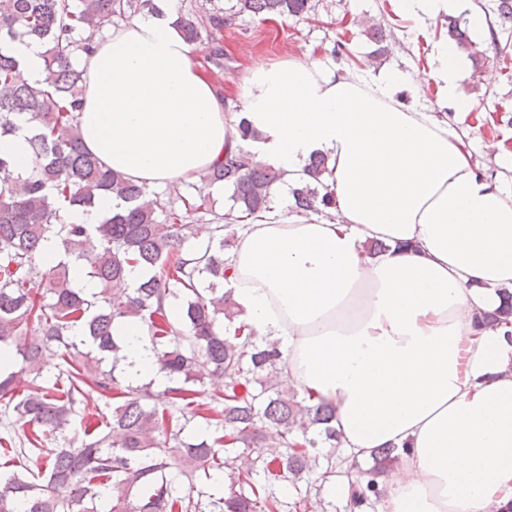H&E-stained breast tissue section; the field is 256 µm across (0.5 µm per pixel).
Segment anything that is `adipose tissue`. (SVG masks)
<instances>
[{"mask_svg":"<svg viewBox=\"0 0 512 512\" xmlns=\"http://www.w3.org/2000/svg\"><path fill=\"white\" fill-rule=\"evenodd\" d=\"M192 51L167 13L97 36L79 58L85 147L148 188L196 181L245 148L291 182L327 156L330 217L283 207L239 224L224 288L242 323L278 341L286 386L335 405L344 458L404 448L377 478L378 512L511 508L512 345L476 318L512 288V195L446 124L397 99L396 74L258 63L238 113ZM371 239L389 251L366 254ZM115 332L126 376L167 386L139 322Z\"/></svg>","mask_w":512,"mask_h":512,"instance_id":"ef3b65f1","label":"adipose tissue"}]
</instances>
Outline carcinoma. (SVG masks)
Returning <instances> with one entry per match:
<instances>
[{
    "instance_id": "carcinoma-1",
    "label": "carcinoma",
    "mask_w": 512,
    "mask_h": 512,
    "mask_svg": "<svg viewBox=\"0 0 512 512\" xmlns=\"http://www.w3.org/2000/svg\"><path fill=\"white\" fill-rule=\"evenodd\" d=\"M315 0H236L235 12L222 7L178 16L183 39L206 51L207 62L222 67L218 34L247 13L302 17ZM136 12H157L154 0H0V138L30 123L33 166L15 175L11 158L0 156V399H8L23 423L27 448L17 457L44 459L23 472L0 470V512H326L311 494L312 475L336 478L342 466L331 421L335 408L312 404L280 380L278 344L252 334L224 338V323L241 314L224 292V229L254 220L272 209L274 185L283 173L254 165L243 153L207 169L178 202L125 179L87 151L77 112L84 76L76 58L91 49L107 24ZM448 40L476 62L482 52L455 20ZM28 38L45 46V77L30 80L11 55L9 44ZM326 159L308 167L310 180L290 190L296 213H325L334 195L323 181ZM223 184L232 205L216 218L207 244L187 255L182 245L195 223L214 215L206 188ZM119 200L101 224H65L66 207H92L101 198ZM59 239L65 259L40 270L44 242ZM84 260L97 282L88 294L71 286L69 261ZM152 273L134 287L128 267ZM179 301L178 322L166 304ZM503 304L483 312L477 324L502 329L512 342V292ZM134 316L147 331L159 369L171 385L156 392L152 383L133 384L116 375L123 340L113 324ZM59 353L55 380L43 386V358ZM34 384L16 392L18 375ZM213 382L211 401L197 400L196 384ZM102 402L110 417L89 411ZM77 421L88 440L75 446L51 440ZM283 448L273 458H254V448ZM371 471L400 462L397 448H379ZM227 475L224 494L210 492ZM293 501L283 489L299 488ZM382 491L373 480L352 488L348 509H374Z\"/></svg>"
}]
</instances>
